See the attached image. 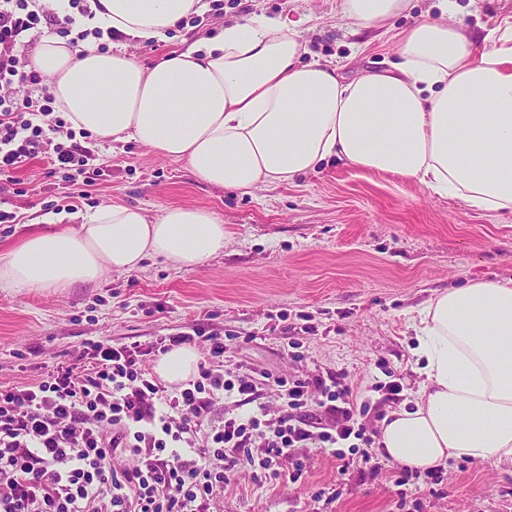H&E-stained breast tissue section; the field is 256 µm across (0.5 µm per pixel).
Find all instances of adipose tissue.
Returning <instances> with one entry per match:
<instances>
[{
	"mask_svg": "<svg viewBox=\"0 0 512 512\" xmlns=\"http://www.w3.org/2000/svg\"><path fill=\"white\" fill-rule=\"evenodd\" d=\"M94 25L162 39L201 0H98ZM411 0H341L355 27L386 28ZM440 19L398 33L392 69L346 79L307 60L285 22L252 16L154 65L46 34L34 64L74 128L131 135L187 163L202 182L245 193L319 168L328 159L412 178L485 211L512 210V22L476 42L455 0ZM224 248V224L192 206L157 221L112 205L78 227L37 234L0 254V283L65 289L160 257L205 263ZM412 407L389 412L379 444L424 471L453 459L512 463V279L439 291L419 312Z\"/></svg>",
	"mask_w": 512,
	"mask_h": 512,
	"instance_id": "obj_1",
	"label": "adipose tissue"
}]
</instances>
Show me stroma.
<instances>
[{
	"mask_svg": "<svg viewBox=\"0 0 512 512\" xmlns=\"http://www.w3.org/2000/svg\"><path fill=\"white\" fill-rule=\"evenodd\" d=\"M205 7L163 40L124 38L118 46L150 64L224 24L248 15L281 19L306 41L308 60L339 65L346 78L384 70L397 59V31L440 15L434 0H411L390 29L352 30L340 0H223ZM457 17L476 39L503 20L512 0H457ZM101 166L91 187L45 177L35 160L0 193V209L17 223L0 224V253L27 235L71 227L69 210L91 213L112 204L136 206L149 220L165 208L190 205L224 224V249L206 263L177 269L159 258L128 273L106 272L99 282L64 290L0 286V385L36 381L43 367L67 360L92 339L149 345L183 326L252 335L238 359L274 375L341 369L356 392L389 370L410 403L420 376L412 350L419 312L436 291L470 280L512 278V211H480L432 193L422 183L330 160L291 182L251 193L200 181L182 161L135 140H99ZM298 328L304 358L295 361L274 325ZM308 332H301V325ZM331 512H397L392 462L362 481L357 470ZM335 459L312 452L298 482L256 485L250 467L237 469L213 512H314V496L335 488ZM443 496H419V512H512V466L451 461Z\"/></svg>",
	"mask_w": 512,
	"mask_h": 512,
	"instance_id": "1",
	"label": "stroma"
}]
</instances>
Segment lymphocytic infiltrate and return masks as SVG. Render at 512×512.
Instances as JSON below:
<instances>
[{
  "label": "lymphocytic infiltrate",
  "instance_id": "obj_1",
  "mask_svg": "<svg viewBox=\"0 0 512 512\" xmlns=\"http://www.w3.org/2000/svg\"><path fill=\"white\" fill-rule=\"evenodd\" d=\"M59 18L46 0H0V177L38 158L49 176L72 183L98 169L96 146L82 145L54 108L45 76L29 50L43 28L93 17L96 0H68ZM198 348L189 379L170 387L145 366L146 356ZM232 371H225V364ZM345 371L276 376L235 361L220 332L195 326L150 347L89 342L35 382L0 388V512H210L239 466L254 481L289 477L293 449L330 452L339 475L353 454L371 460L374 439ZM273 385L281 404L262 400ZM231 401V410L218 405ZM120 454L132 467L113 469Z\"/></svg>",
  "mask_w": 512,
  "mask_h": 512
}]
</instances>
